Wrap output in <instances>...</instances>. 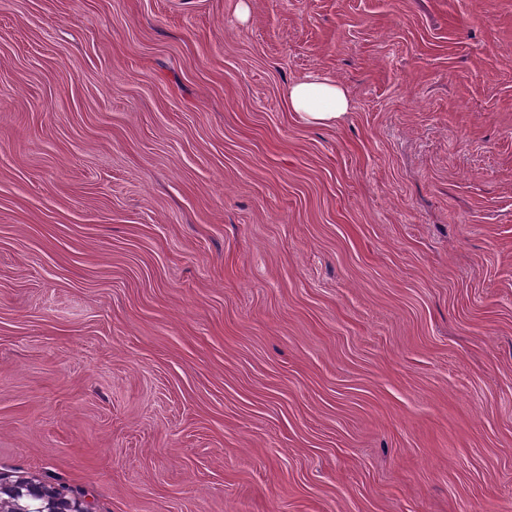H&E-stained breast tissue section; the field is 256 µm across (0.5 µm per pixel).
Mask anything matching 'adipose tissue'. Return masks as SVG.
I'll use <instances>...</instances> for the list:
<instances>
[{"label": "adipose tissue", "instance_id": "1", "mask_svg": "<svg viewBox=\"0 0 512 512\" xmlns=\"http://www.w3.org/2000/svg\"><path fill=\"white\" fill-rule=\"evenodd\" d=\"M286 100L289 110L302 122L320 127L342 121L351 106L345 87L321 74L290 84Z\"/></svg>", "mask_w": 512, "mask_h": 512}]
</instances>
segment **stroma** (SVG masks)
<instances>
[{"mask_svg": "<svg viewBox=\"0 0 512 512\" xmlns=\"http://www.w3.org/2000/svg\"><path fill=\"white\" fill-rule=\"evenodd\" d=\"M249 2L0 0V473L512 512V0ZM286 100L289 110L302 122L320 127L338 124L351 106L345 87L321 74L290 84Z\"/></svg>", "mask_w": 512, "mask_h": 512, "instance_id": "35a3bbf8", "label": "stroma"}]
</instances>
